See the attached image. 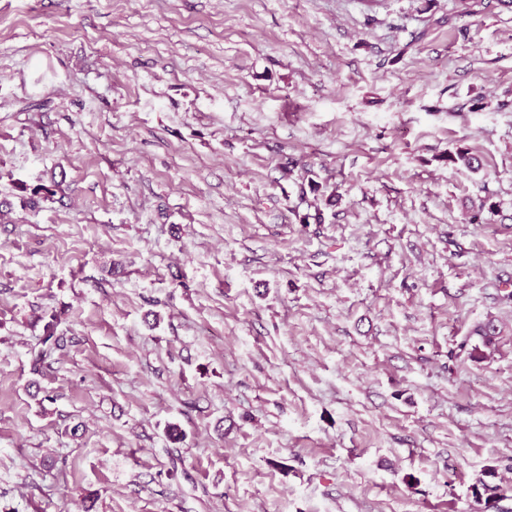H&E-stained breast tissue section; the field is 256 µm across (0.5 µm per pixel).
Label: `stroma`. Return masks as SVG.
<instances>
[{"mask_svg": "<svg viewBox=\"0 0 512 512\" xmlns=\"http://www.w3.org/2000/svg\"><path fill=\"white\" fill-rule=\"evenodd\" d=\"M375 17L0 0V512H512V10ZM44 331V336L30 350L31 365L35 371L47 359L52 357L57 350H62L65 346L64 338L55 335L53 323L49 322L45 326Z\"/></svg>", "mask_w": 512, "mask_h": 512, "instance_id": "obj_1", "label": "stroma"}]
</instances>
